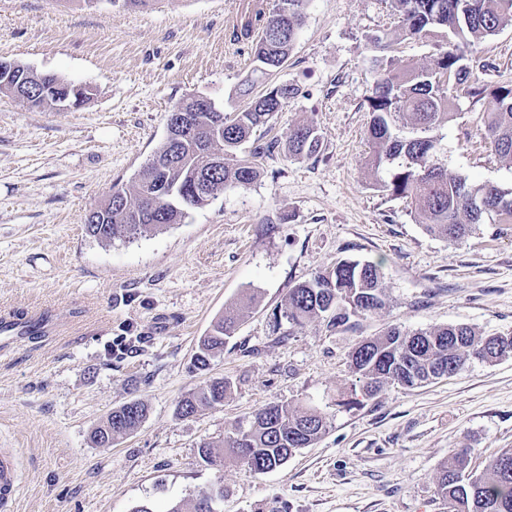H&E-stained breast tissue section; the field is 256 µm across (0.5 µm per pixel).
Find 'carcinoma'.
I'll list each match as a JSON object with an SVG mask.
<instances>
[{"label":"carcinoma","instance_id":"obj_1","mask_svg":"<svg viewBox=\"0 0 512 512\" xmlns=\"http://www.w3.org/2000/svg\"><path fill=\"white\" fill-rule=\"evenodd\" d=\"M306 2L288 0L286 16L279 11L280 0L267 12L255 11L259 32L253 46L254 78L245 89L252 97L250 107L222 117L214 112L194 113L198 138L183 145L160 170L155 158L170 150L168 138H163L130 184L112 187V207L105 211L99 207L89 214L85 228L90 237L101 243L130 240L180 223L188 210L205 206L204 200L176 209L164 189L187 191L199 173L209 174L213 186L223 191L258 178L256 158L273 151L278 143L258 146L248 157L243 156L244 146L254 132L270 125L276 108H284L299 94V87L273 84L259 94L255 88L288 62ZM390 7L398 18L397 29L370 38L379 51L372 64L380 72L366 98L374 185L392 199L406 200L427 232L450 243L469 236L477 224H512V188L450 175L440 161L441 131L461 116L460 93L478 99L484 93L471 81L468 53L475 42L512 25V0H390ZM437 27L448 30V46L438 50L431 65L386 55L394 42L422 39ZM0 93L12 95L31 109H42L47 101H64L77 108L91 95L83 86L54 73L32 70L13 74L7 83L0 75ZM492 98L493 105L477 117L480 135L500 162L512 169V85L497 87ZM322 146L321 135L312 124L297 125L288 134V154L293 157H316ZM255 301L253 290L246 288L242 304L224 310V316L199 341L196 368H207L212 358L223 353ZM384 306L382 265L338 259L288 289L276 322L301 326L322 319L327 327L338 329L351 315L376 312ZM510 355L512 334L486 335L465 324L414 331L393 327L359 342L348 353L356 381L351 397L340 404L357 405L355 395L371 397L385 384L413 387L454 376L472 359L493 363ZM229 388V381L214 379L189 392L180 401L182 415L191 416L203 405L223 404ZM147 413V405L137 399L112 408L93 430L92 442L105 445L130 434ZM326 429V415L314 408L268 404L226 435L224 447L250 471L262 474L282 466ZM436 482L448 512H512V448L502 451L478 474L469 470L467 449L457 448L441 466ZM204 495L202 491L193 499L174 502L169 512H201Z\"/></svg>","mask_w":512,"mask_h":512}]
</instances>
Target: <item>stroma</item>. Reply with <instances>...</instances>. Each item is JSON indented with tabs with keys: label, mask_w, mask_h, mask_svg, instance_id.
I'll use <instances>...</instances> for the list:
<instances>
[{
	"label": "stroma",
	"mask_w": 512,
	"mask_h": 512,
	"mask_svg": "<svg viewBox=\"0 0 512 512\" xmlns=\"http://www.w3.org/2000/svg\"><path fill=\"white\" fill-rule=\"evenodd\" d=\"M256 3L274 0H0V59L92 89L67 112L0 94V310L61 322L0 356V451L16 454L20 483L10 512H168L213 486L220 512H447L435 477L451 450L468 449L480 471L512 448V357L340 404L355 381L348 352L390 326L512 332V224L448 244L368 174L369 38L393 25L386 0H308L272 77L300 94L256 133V144L279 145L258 158L255 182L162 231L108 244L87 235L89 213L148 161L175 105L203 94L228 113L247 107L251 44L235 32ZM471 69L488 94L460 98L443 161L450 174L511 188L512 170L476 127L491 90L512 84L511 26L476 45ZM306 123L322 151L290 157L288 132ZM340 258L382 263L385 307L338 330L320 319L274 328L289 288ZM247 286L256 305L223 355L192 370L200 338ZM118 336L131 339L122 355L109 350ZM216 377L231 383L223 404L181 416L185 394ZM133 399L148 406L141 425L94 446L92 429ZM271 403L321 409L326 432L264 474L229 455L220 467L201 460V443L222 444Z\"/></svg>",
	"instance_id": "1"
}]
</instances>
